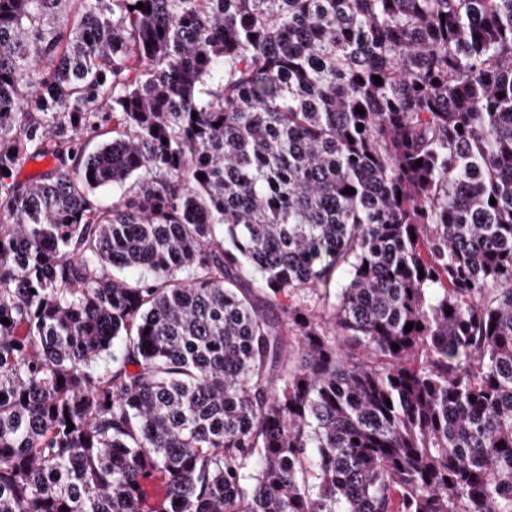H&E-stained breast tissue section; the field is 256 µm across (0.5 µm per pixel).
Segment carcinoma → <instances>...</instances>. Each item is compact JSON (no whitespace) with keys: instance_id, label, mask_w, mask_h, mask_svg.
<instances>
[{"instance_id":"1","label":"carcinoma","mask_w":512,"mask_h":512,"mask_svg":"<svg viewBox=\"0 0 512 512\" xmlns=\"http://www.w3.org/2000/svg\"><path fill=\"white\" fill-rule=\"evenodd\" d=\"M1 318L0 512H512V0H0Z\"/></svg>"}]
</instances>
